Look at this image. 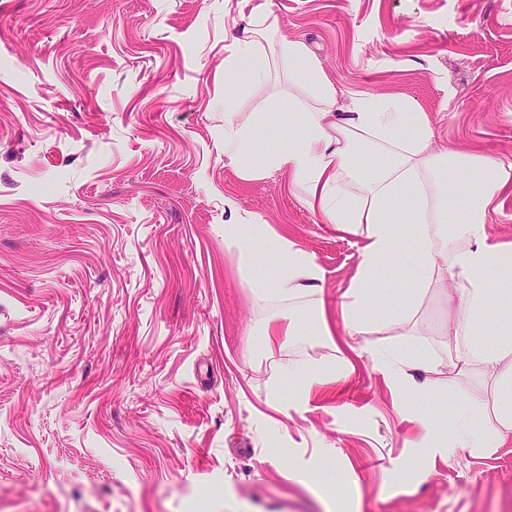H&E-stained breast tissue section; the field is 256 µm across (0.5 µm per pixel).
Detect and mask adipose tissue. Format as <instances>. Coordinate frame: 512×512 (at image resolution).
<instances>
[{
	"mask_svg": "<svg viewBox=\"0 0 512 512\" xmlns=\"http://www.w3.org/2000/svg\"><path fill=\"white\" fill-rule=\"evenodd\" d=\"M272 28L265 11L233 37L224 74L237 76L250 58L255 65L249 79L261 81L269 74L266 55L274 53L288 65L294 110L285 118L258 112L244 119L237 88L225 89V159L246 180L273 171L287 174L320 223L361 239L359 263L341 304L343 335H365L371 325L393 331L407 325L408 314L383 317L375 302L377 273L386 262L396 261L404 280L414 284L408 295L412 307L429 288L451 281L453 289L444 296L451 312L448 352L455 369L448 395L464 392L469 397L454 417L453 445L502 446L512 439V243L490 242L487 226L500 212L503 194L512 190V162L433 150L430 122L415 103L399 96L343 98L303 42L282 38L263 48L261 39ZM271 127L278 130V140L268 137ZM468 168L480 170L478 185L457 180V172ZM397 207L409 212V228L394 223ZM407 236L413 247H404ZM248 239L252 249L242 258L245 267L262 260L268 241L279 259L275 280L248 278L258 302L288 304L286 314L260 325L262 355L274 362L304 325H311L313 335H329L324 308L314 298L322 273L312 255L270 225L253 224ZM485 333L495 336L494 345L475 343V336ZM371 356L399 388L433 390L426 351L375 350ZM351 367L342 354L332 363L291 362L282 371L306 392L315 385L348 382ZM479 415L486 423L480 435L472 428Z\"/></svg>",
	"mask_w": 512,
	"mask_h": 512,
	"instance_id": "ef3b65f1",
	"label": "adipose tissue"
}]
</instances>
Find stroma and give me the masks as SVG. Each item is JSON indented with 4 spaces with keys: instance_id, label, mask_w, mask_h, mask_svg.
I'll return each instance as SVG.
<instances>
[{
    "instance_id": "1",
    "label": "stroma",
    "mask_w": 512,
    "mask_h": 512,
    "mask_svg": "<svg viewBox=\"0 0 512 512\" xmlns=\"http://www.w3.org/2000/svg\"><path fill=\"white\" fill-rule=\"evenodd\" d=\"M265 10L339 92L512 162V0H0V512H512L511 441L414 445L423 418L450 434L436 292L402 335L350 338L344 386L296 400L261 355L244 218L313 256L332 320L362 246L224 158V61ZM287 109L283 65L238 104ZM397 344L433 392L362 352ZM362 351L369 353L374 361L391 375L392 380L402 392L404 388L425 393L433 390V381L423 376L429 372L430 365V355L426 351L422 349L380 351L366 347Z\"/></svg>"
}]
</instances>
